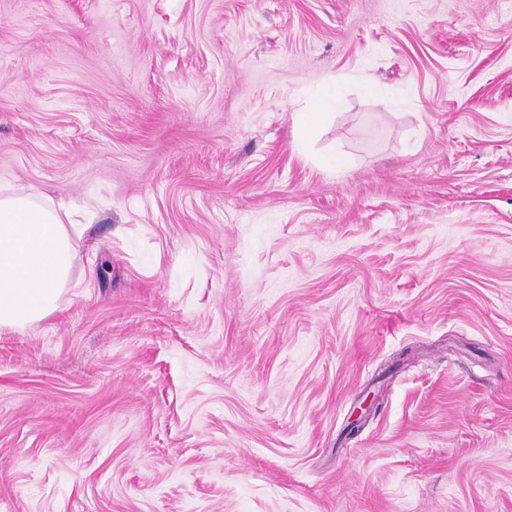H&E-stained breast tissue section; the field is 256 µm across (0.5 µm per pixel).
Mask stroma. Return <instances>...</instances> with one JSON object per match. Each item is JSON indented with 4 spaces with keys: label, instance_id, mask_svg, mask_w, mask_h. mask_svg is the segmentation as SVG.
Wrapping results in <instances>:
<instances>
[{
    "label": "stroma",
    "instance_id": "stroma-1",
    "mask_svg": "<svg viewBox=\"0 0 512 512\" xmlns=\"http://www.w3.org/2000/svg\"><path fill=\"white\" fill-rule=\"evenodd\" d=\"M1 183L0 512H512V0H0ZM52 198L0 185V330L23 331L54 314L74 260L70 229Z\"/></svg>",
    "mask_w": 512,
    "mask_h": 512
}]
</instances>
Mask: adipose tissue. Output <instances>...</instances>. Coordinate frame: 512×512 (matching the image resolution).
<instances>
[{
  "instance_id": "adipose-tissue-1",
  "label": "adipose tissue",
  "mask_w": 512,
  "mask_h": 512,
  "mask_svg": "<svg viewBox=\"0 0 512 512\" xmlns=\"http://www.w3.org/2000/svg\"><path fill=\"white\" fill-rule=\"evenodd\" d=\"M81 230L45 192L0 185V330L22 331L57 311Z\"/></svg>"
}]
</instances>
